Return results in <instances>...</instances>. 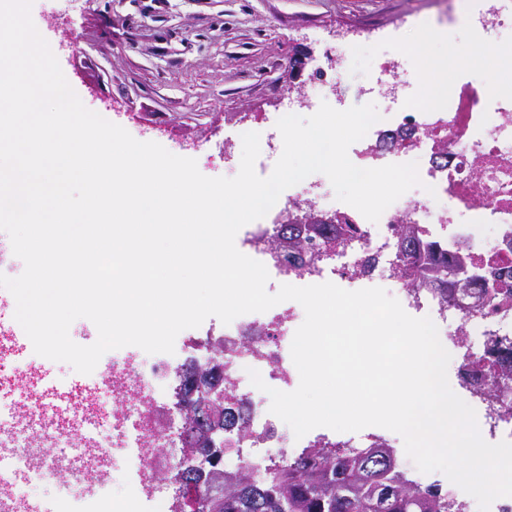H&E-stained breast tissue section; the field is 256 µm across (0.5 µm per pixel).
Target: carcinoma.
Returning a JSON list of instances; mask_svg holds the SVG:
<instances>
[{"instance_id": "carcinoma-1", "label": "carcinoma", "mask_w": 512, "mask_h": 512, "mask_svg": "<svg viewBox=\"0 0 512 512\" xmlns=\"http://www.w3.org/2000/svg\"><path fill=\"white\" fill-rule=\"evenodd\" d=\"M404 277L413 288H434L448 295V285L466 273V256H448L423 245L417 229L399 227ZM351 224H318L316 233L288 238V251L325 239L330 245L346 242ZM512 380V366L489 370L487 393ZM206 479L199 485L198 512H450L448 493L436 486L415 485L398 464L393 448L373 442L365 448H305L283 463H273L263 481L244 471L224 473V496L211 499Z\"/></svg>"}]
</instances>
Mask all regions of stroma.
I'll use <instances>...</instances> for the list:
<instances>
[{"instance_id": "obj_1", "label": "stroma", "mask_w": 512, "mask_h": 512, "mask_svg": "<svg viewBox=\"0 0 512 512\" xmlns=\"http://www.w3.org/2000/svg\"><path fill=\"white\" fill-rule=\"evenodd\" d=\"M31 16L86 108L207 177L230 174L225 127L255 123L307 84L291 62L324 39L352 46L347 108L364 104L359 89L382 54L415 65L430 52L437 86L463 58L472 77L512 88V52L494 51L496 32L473 37L437 0H33Z\"/></svg>"}]
</instances>
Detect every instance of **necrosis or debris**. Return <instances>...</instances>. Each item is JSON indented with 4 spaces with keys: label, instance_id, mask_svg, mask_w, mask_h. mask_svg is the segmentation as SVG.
I'll return each instance as SVG.
<instances>
[{
    "label": "necrosis or debris",
    "instance_id": "obj_1",
    "mask_svg": "<svg viewBox=\"0 0 512 512\" xmlns=\"http://www.w3.org/2000/svg\"><path fill=\"white\" fill-rule=\"evenodd\" d=\"M467 16L476 34L496 28L512 45V12L500 0H475ZM349 46L337 41L332 53L313 57L315 79L301 98L288 101L289 113L335 104L341 73L328 72L330 59H343ZM415 74L404 56L378 58L371 66L363 94L382 98L380 121L349 148L350 160L362 168L414 162L422 181L391 204L378 222L367 220L352 206L337 201L321 180L307 177L301 188L282 192L267 215L242 228L237 248L263 263L270 279L268 293L278 286L331 282L355 291L387 287L406 313L430 318L439 339L455 356L456 393L477 410L482 438L491 444L512 441V382L501 386L497 401L483 393L485 365L512 352V296L473 288L462 299H442L427 288H410L399 274L395 227L415 225L419 237L448 253L465 248L475 273L487 282L512 275V95L492 92L485 82L458 70L433 100L419 104L410 90ZM314 212L353 224L357 232L345 245L308 261L289 258L272 241L289 214ZM305 318L295 301L282 302L263 313L235 318L224 329L181 331L170 354H149L136 346L106 352L91 373L88 387L45 405L38 390L42 366L33 360L13 369L8 353L16 328L0 323V373L13 372L26 389V413L40 416L42 429L15 427L7 437L25 463L32 451L57 441L83 447L81 467L66 478L71 495L60 512H182L179 486L161 480L172 465L175 449L184 447L176 400L187 367L212 358L213 347L224 350V405L241 412L246 431L228 429L224 466L262 476L271 461L280 460L279 418L270 411L268 388L292 390L299 373L290 353L297 328ZM258 371L267 385L259 390L249 373ZM130 449L129 463L137 480L121 499L93 496L92 487L107 485L114 475V451Z\"/></svg>",
    "mask_w": 512,
    "mask_h": 512
}]
</instances>
